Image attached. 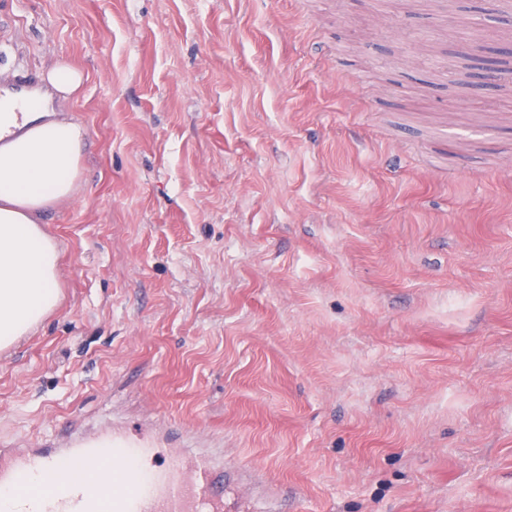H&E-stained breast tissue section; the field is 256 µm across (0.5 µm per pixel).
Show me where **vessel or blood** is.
Here are the masks:
<instances>
[{
	"instance_id": "b4317fda",
	"label": "vessel or blood",
	"mask_w": 512,
	"mask_h": 512,
	"mask_svg": "<svg viewBox=\"0 0 512 512\" xmlns=\"http://www.w3.org/2000/svg\"><path fill=\"white\" fill-rule=\"evenodd\" d=\"M69 437L64 446L49 439L38 448L0 447V487L27 474L49 483L58 467L66 469L62 491L19 495L11 512H224V467L215 456L198 453L187 464L181 450L159 452L151 438L120 427ZM93 461L108 462L126 491L96 481Z\"/></svg>"
}]
</instances>
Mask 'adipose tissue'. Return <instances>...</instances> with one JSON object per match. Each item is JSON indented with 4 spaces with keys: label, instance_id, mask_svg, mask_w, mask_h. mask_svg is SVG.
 <instances>
[{
    "label": "adipose tissue",
    "instance_id": "obj_1",
    "mask_svg": "<svg viewBox=\"0 0 512 512\" xmlns=\"http://www.w3.org/2000/svg\"><path fill=\"white\" fill-rule=\"evenodd\" d=\"M45 81L0 96V348L26 335L60 297L58 244L41 214L75 190L85 129L53 112L56 99L79 92L83 75L60 63Z\"/></svg>",
    "mask_w": 512,
    "mask_h": 512
}]
</instances>
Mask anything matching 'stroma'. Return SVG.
<instances>
[{
    "instance_id": "1",
    "label": "stroma",
    "mask_w": 512,
    "mask_h": 512,
    "mask_svg": "<svg viewBox=\"0 0 512 512\" xmlns=\"http://www.w3.org/2000/svg\"><path fill=\"white\" fill-rule=\"evenodd\" d=\"M512 49L490 0H0V91L68 61L55 310L0 442L224 451V512H512Z\"/></svg>"
}]
</instances>
